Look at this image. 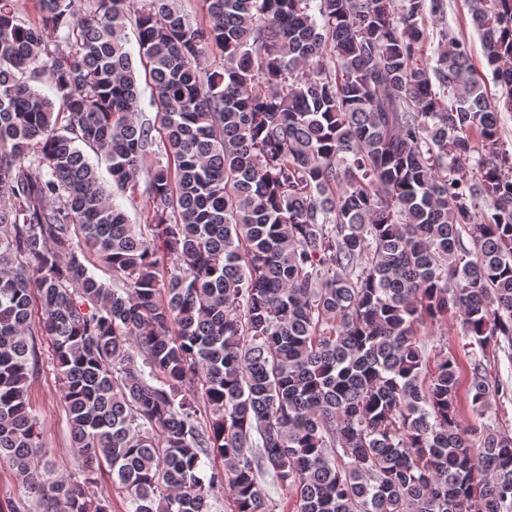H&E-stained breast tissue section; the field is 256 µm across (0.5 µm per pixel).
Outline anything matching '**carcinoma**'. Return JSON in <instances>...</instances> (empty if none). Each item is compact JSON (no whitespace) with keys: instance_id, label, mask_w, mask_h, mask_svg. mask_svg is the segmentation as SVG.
Returning <instances> with one entry per match:
<instances>
[{"instance_id":"carcinoma-1","label":"carcinoma","mask_w":512,"mask_h":512,"mask_svg":"<svg viewBox=\"0 0 512 512\" xmlns=\"http://www.w3.org/2000/svg\"><path fill=\"white\" fill-rule=\"evenodd\" d=\"M30 2L0 0V465L42 512H112L103 470L130 512H275L265 475L292 512H512V430L485 422L512 394L486 364L512 349V0H467L493 94L466 40L424 55L444 0H204L199 25ZM87 150L120 190L147 171L143 223ZM450 316L467 419L455 355L420 339ZM36 326L67 477L41 472ZM33 339L41 358L29 388L31 410L47 449L45 460L49 461L54 475H67L77 471L78 460L77 450L71 445L62 388L51 360L47 337L36 333Z\"/></svg>"}]
</instances>
